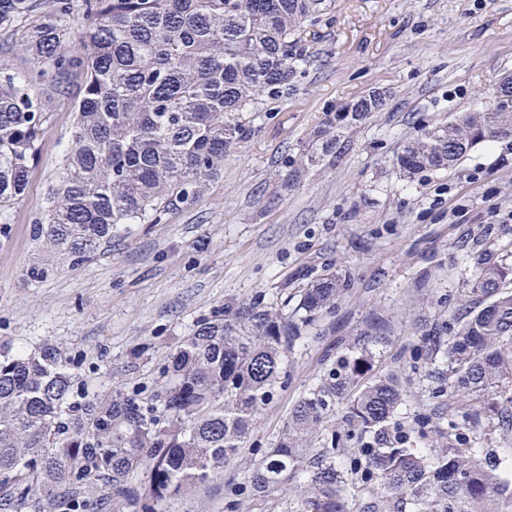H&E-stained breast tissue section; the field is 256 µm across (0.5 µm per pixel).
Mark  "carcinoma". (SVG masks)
Masks as SVG:
<instances>
[{
  "instance_id": "carcinoma-1",
  "label": "carcinoma",
  "mask_w": 512,
  "mask_h": 512,
  "mask_svg": "<svg viewBox=\"0 0 512 512\" xmlns=\"http://www.w3.org/2000/svg\"><path fill=\"white\" fill-rule=\"evenodd\" d=\"M332 0H81L83 52L68 54L74 0H0V29L34 13L22 47L24 72L0 65V224L24 196L49 112L42 86L74 98L75 121L64 168L50 183L42 218L31 227L46 278L58 261L79 267L112 247V232L160 224L195 203L244 140L243 112L263 94L280 97L304 60L302 28L321 21ZM84 74L73 91L72 69ZM368 96L328 116L287 174L296 184L310 165L333 156L346 130L366 122ZM512 137V97L485 112H465L411 139L398 158L408 177L447 170L476 145ZM336 273L302 290L288 312L261 299L200 320L170 354L149 400L115 387L91 393L52 344L0 355V507L5 512H67L85 506L95 485L115 512H153L154 504L223 475L239 457L258 411L285 383L294 344L342 296ZM469 292L479 305L448 334V321L416 326L439 392L476 401L507 394L512 383V266L481 262ZM406 390L374 372L359 341L332 361L293 407L279 440L251 460L252 493L266 497L301 472L295 512H350L346 475L370 491L362 512H512L503 460L448 439L434 457L411 445L431 420L395 419ZM348 402L343 429L312 446L336 403ZM147 474V493L131 479ZM238 486L226 512H240Z\"/></svg>"
}]
</instances>
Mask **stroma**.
<instances>
[{"instance_id":"35a3bbf8","label":"stroma","mask_w":512,"mask_h":512,"mask_svg":"<svg viewBox=\"0 0 512 512\" xmlns=\"http://www.w3.org/2000/svg\"><path fill=\"white\" fill-rule=\"evenodd\" d=\"M303 46L306 62L287 96H260L245 113L247 138L192 207L118 231L104 253L76 268L58 264L35 283L31 226L72 147L75 118L70 98L47 100L38 161L0 236V350L49 342L95 388L150 395L197 321L258 296L296 305L303 288L336 272L345 292L320 337L294 345L290 379L258 412L246 452L270 447L331 356L380 323L375 368L401 369V416L431 417L446 434L467 433L473 447L512 459V431L496 415L438 393L415 329L418 319L473 307L464 290L480 259L512 264V138L411 179L398 164L425 127L492 104L512 75V0H334L306 27ZM374 88L389 90L386 108L352 130L333 161L285 187L326 115ZM248 475L245 460L229 463L223 480L156 503V512H224L227 489Z\"/></svg>"}]
</instances>
